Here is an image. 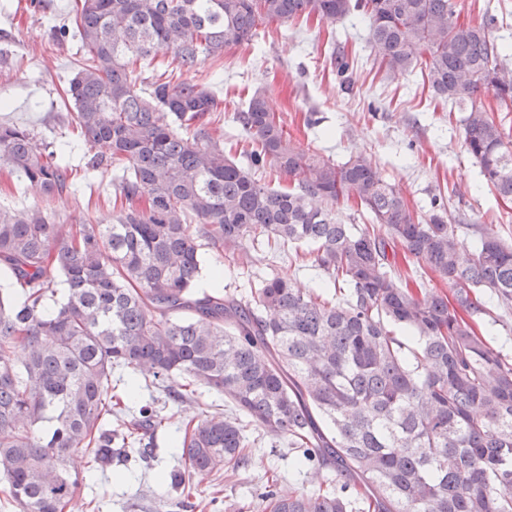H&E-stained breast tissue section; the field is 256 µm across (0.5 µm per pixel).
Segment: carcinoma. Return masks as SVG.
<instances>
[{"label": "carcinoma", "mask_w": 512, "mask_h": 512, "mask_svg": "<svg viewBox=\"0 0 512 512\" xmlns=\"http://www.w3.org/2000/svg\"><path fill=\"white\" fill-rule=\"evenodd\" d=\"M352 13L388 73L420 70L464 113V151L512 200V135L474 102L491 89L512 104L508 47L489 24L459 22L453 0H75L74 17L49 28L82 51L69 124L85 170H112L120 206L105 225L0 208V479L21 512H65L82 483L66 466L76 450L104 474L134 452L152 458L156 408L112 427L126 410L112 395L117 367L152 375L177 403L191 397L175 378L189 377L239 413L185 422L183 467L168 479L187 498L186 475L245 466L249 425L291 438L297 469L336 474L314 492L269 489L258 512H512V363L473 319L481 288L512 308V247L485 231L462 252L444 205L413 210L362 151L340 165L304 149L259 92L233 116L252 143L243 166L205 131L223 105L212 92L167 69L137 85L160 48L190 71L263 25ZM0 160L48 199L71 187L63 155L29 128L0 123ZM265 166L294 187L257 180ZM352 197L379 230L339 221L336 204ZM261 239L312 247L343 302L276 269L249 285L251 303L198 289L202 249L219 261ZM398 245L454 302L403 286Z\"/></svg>", "instance_id": "obj_1"}]
</instances>
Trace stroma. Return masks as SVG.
Masks as SVG:
<instances>
[{
  "label": "stroma",
  "mask_w": 512,
  "mask_h": 512,
  "mask_svg": "<svg viewBox=\"0 0 512 512\" xmlns=\"http://www.w3.org/2000/svg\"><path fill=\"white\" fill-rule=\"evenodd\" d=\"M72 0H0V123L34 129L50 145L62 146L69 165L77 169L74 188L44 202L36 189L0 165V207L22 213L42 204L69 224L88 221L111 223L112 174L101 171L82 175L84 148L61 144L67 134L66 117L73 104L64 93L77 57L72 42L49 41L50 26L66 16ZM460 22L479 24L492 20L498 42L512 45V0H453ZM354 61L349 79L338 76L335 53ZM190 79L212 82L224 100L216 124L226 154L239 157L248 137L234 122L233 114L255 92L265 93L270 108L285 123L290 137L303 147L341 164L352 152L363 150L372 157L380 175L395 184L409 206L427 212L433 197L442 198L458 238L473 249L481 230H490L512 244V202H501L485 184L478 165L461 146V114L450 104L434 99L419 73L387 74L380 68L367 39V24L350 15L335 21L311 19L294 24L272 23L259 28L250 42L229 46L220 59H204L190 72ZM320 118L318 127L305 125L308 115ZM288 274L297 287L307 291L321 285V273L311 263L296 260L291 247L271 249L251 244L239 264L225 268L226 291L246 286L265 276L270 268ZM487 315L476 321L479 334L512 361V309H502L484 294ZM165 424L153 434L151 463L131 458L120 465L123 480L90 474V457L79 450L69 460L71 471L85 475L68 512H127V500L138 503L136 512H150L153 497H175L161 480V473L181 465L172 437L188 416L211 410L224 411V401L201 389L198 402L175 403L157 393ZM245 470H222L193 477L194 506L181 512H224L226 507L253 512L267 480L280 493L317 490L327 474H298L286 442L267 440L249 445Z\"/></svg>",
  "instance_id": "1"
}]
</instances>
